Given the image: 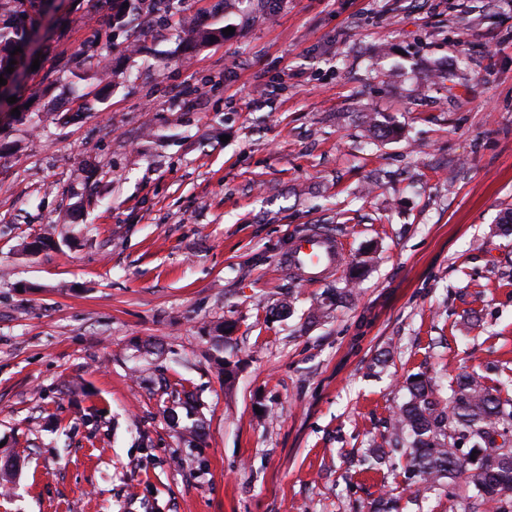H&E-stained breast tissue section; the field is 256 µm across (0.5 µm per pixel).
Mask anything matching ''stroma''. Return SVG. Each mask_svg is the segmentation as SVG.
Segmentation results:
<instances>
[{
    "label": "stroma",
    "mask_w": 512,
    "mask_h": 512,
    "mask_svg": "<svg viewBox=\"0 0 512 512\" xmlns=\"http://www.w3.org/2000/svg\"><path fill=\"white\" fill-rule=\"evenodd\" d=\"M60 2L0 101V512H449L360 461L413 375L512 399V0ZM346 248L341 238L319 228L310 229L288 254L290 273L317 283L338 272L346 261Z\"/></svg>",
    "instance_id": "obj_1"
}]
</instances>
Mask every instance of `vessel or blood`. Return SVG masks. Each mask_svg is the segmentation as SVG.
Listing matches in <instances>:
<instances>
[{
    "mask_svg": "<svg viewBox=\"0 0 512 512\" xmlns=\"http://www.w3.org/2000/svg\"><path fill=\"white\" fill-rule=\"evenodd\" d=\"M346 261V248L341 238L319 228L310 229L290 251L287 267L290 273L316 283L338 272Z\"/></svg>",
    "mask_w": 512,
    "mask_h": 512,
    "instance_id": "vessel-or-blood-1",
    "label": "vessel or blood"
}]
</instances>
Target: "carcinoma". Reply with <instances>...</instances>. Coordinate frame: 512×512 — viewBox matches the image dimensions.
Returning <instances> with one entry per match:
<instances>
[{
  "instance_id": "cac0c4a2",
  "label": "carcinoma",
  "mask_w": 512,
  "mask_h": 512,
  "mask_svg": "<svg viewBox=\"0 0 512 512\" xmlns=\"http://www.w3.org/2000/svg\"><path fill=\"white\" fill-rule=\"evenodd\" d=\"M13 2L18 7L0 4V52L23 40L22 19L38 4V0ZM409 394L395 413L390 434L368 450L363 464L370 469L385 464L393 472L391 454L402 445L406 485L440 489L465 503L464 512H488L490 507L494 512H512V440L497 431L498 425L512 421V413L503 409L497 389L487 386L482 377L466 373L458 377L444 406L423 378L410 382ZM460 433L482 452L477 462L456 452ZM369 512H401L400 497L386 491L370 503Z\"/></svg>"
}]
</instances>
